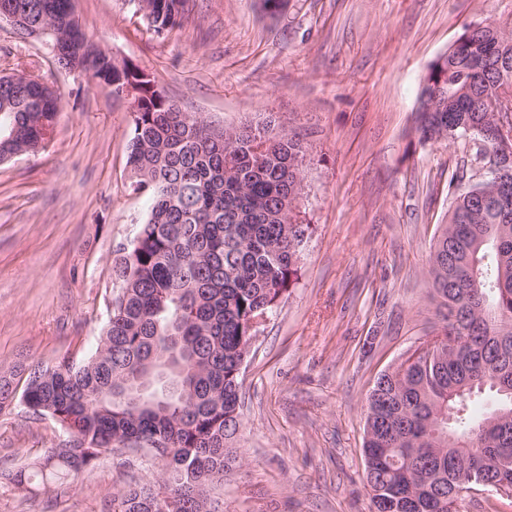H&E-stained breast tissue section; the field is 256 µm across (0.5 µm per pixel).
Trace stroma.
Wrapping results in <instances>:
<instances>
[{
	"label": "stroma",
	"instance_id": "stroma-1",
	"mask_svg": "<svg viewBox=\"0 0 512 512\" xmlns=\"http://www.w3.org/2000/svg\"><path fill=\"white\" fill-rule=\"evenodd\" d=\"M85 28L147 71L186 111L299 134L298 274L260 326L240 373L241 462L214 484L221 512H372L367 398L378 376L442 326L428 274L461 156L419 144L430 64L473 24L512 33V0H190L158 35L131 0H75ZM54 86L62 112L45 150L0 163V375L86 361L118 286L112 263L149 210L130 189V103L52 63L0 22V71ZM64 433L24 404L0 413V471L39 460ZM150 457H103L75 483H0V512H107L152 479Z\"/></svg>",
	"mask_w": 512,
	"mask_h": 512
}]
</instances>
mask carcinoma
<instances>
[{
	"instance_id": "cac0c4a2",
	"label": "carcinoma",
	"mask_w": 512,
	"mask_h": 512,
	"mask_svg": "<svg viewBox=\"0 0 512 512\" xmlns=\"http://www.w3.org/2000/svg\"><path fill=\"white\" fill-rule=\"evenodd\" d=\"M147 22L161 35L178 27L189 0H149ZM32 28L50 26L69 37L57 64L105 74L114 97L131 87L127 164L132 191L149 202L134 242L115 261L119 291L96 351L75 365L66 356L40 379L26 376L21 396L13 377L0 375V412L21 400L49 416L66 443L49 449L33 470L0 473L16 485L35 479L74 482L121 444L160 440L146 450L158 478L123 488L118 512H159V477L169 492L196 496L184 512H209L208 488L237 461L239 366L254 336L253 321L268 315L292 277L310 225L282 214L296 199L307 147L271 123L226 129L183 120L168 99L133 65L118 67L91 45L73 0H0ZM512 66V38L477 27L469 40L434 61L430 78L448 98L436 112H419V140L444 128L463 156L448 180V224L432 245L431 279L446 322L447 340L468 351L425 358L398 378L380 374L369 439L366 483L379 512H459L471 472L512 481V200L475 205L466 182H494L487 170L495 143L481 96L499 68ZM61 99H44L30 83L12 94L0 86V155L38 152L51 140ZM489 391L494 408L476 417L472 397Z\"/></svg>"
}]
</instances>
